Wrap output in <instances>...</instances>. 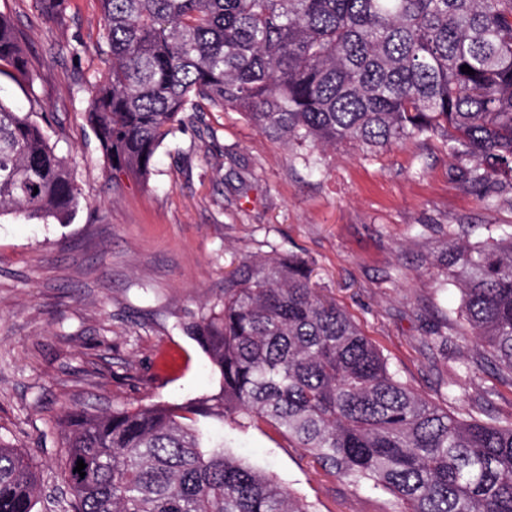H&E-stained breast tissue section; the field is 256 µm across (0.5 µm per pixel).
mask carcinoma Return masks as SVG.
I'll return each mask as SVG.
<instances>
[{
	"label": "carcinoma",
	"mask_w": 512,
	"mask_h": 512,
	"mask_svg": "<svg viewBox=\"0 0 512 512\" xmlns=\"http://www.w3.org/2000/svg\"><path fill=\"white\" fill-rule=\"evenodd\" d=\"M99 2L109 67L87 120L115 175L147 179L181 114L231 108L288 147L372 152L440 136L470 163L473 185L512 181V0ZM39 3L47 22L69 7ZM2 68L32 81L0 12ZM83 202L47 133L0 101V216L66 224ZM488 232L439 273L483 346V362L442 381L447 400L484 365L512 385V226ZM311 274L295 255L246 260L224 301L200 311L190 331L218 392L186 405L65 410L71 512H312L202 419L271 426L326 475L388 492L402 512H512V421L422 399ZM41 496L29 460L0 441V512H36Z\"/></svg>",
	"instance_id": "cac0c4a2"
}]
</instances>
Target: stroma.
Here are the masks:
<instances>
[{
  "label": "stroma",
  "mask_w": 512,
  "mask_h": 512,
  "mask_svg": "<svg viewBox=\"0 0 512 512\" xmlns=\"http://www.w3.org/2000/svg\"><path fill=\"white\" fill-rule=\"evenodd\" d=\"M0 11L34 78L0 73V102L48 133L86 200L68 224L0 218V440L36 468L39 512H65L69 500L62 411L215 393L218 377L185 326L223 301L234 266L274 253L308 259L318 288L421 397L459 416L492 386V414L512 420V386L486 368L444 400L440 380L482 348L461 337L460 293L439 291L436 268L450 248L485 240L486 225H512V184L483 194L438 138L306 157L231 110L183 114L147 182L113 177L84 116L106 68L99 0H70L60 24L35 0H0ZM436 328L447 350L432 347ZM225 439L315 512H401L386 492L326 476L274 428Z\"/></svg>",
  "instance_id": "35a3bbf8"
}]
</instances>
